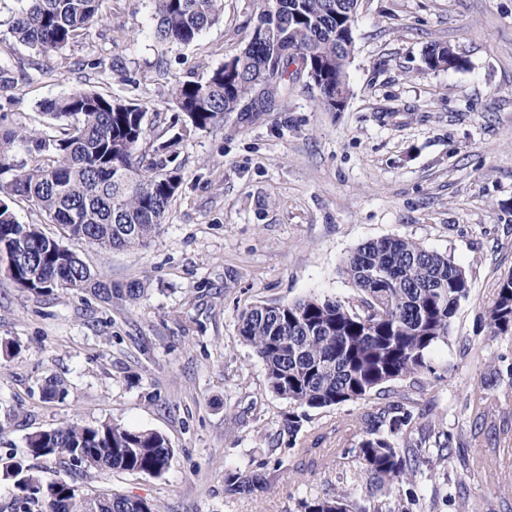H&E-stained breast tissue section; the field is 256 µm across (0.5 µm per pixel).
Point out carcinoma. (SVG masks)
I'll use <instances>...</instances> for the list:
<instances>
[{
    "label": "carcinoma",
    "instance_id": "1",
    "mask_svg": "<svg viewBox=\"0 0 512 512\" xmlns=\"http://www.w3.org/2000/svg\"><path fill=\"white\" fill-rule=\"evenodd\" d=\"M12 36L38 57L65 50L78 33L102 21L99 0H13ZM154 38L186 46L215 24L223 0H153ZM250 38L206 77L179 80L172 99L198 129L213 128L228 112H268L320 64L318 103L339 112L337 85L348 80L359 0H250ZM426 69H457L465 60L447 46L423 54ZM63 132L42 140V158L0 183V256L20 287L36 295L84 291L110 301L136 300L144 289L114 288L78 254L38 225L21 222L14 197L31 201L65 235L102 250L144 247L162 227L180 188L165 160L142 165L147 108L92 88H78L41 104ZM341 272L355 288L349 300L317 295L256 306L240 316V340L262 361L272 393L288 400V447H304L309 411L371 402L384 388L432 371L431 354L448 343L453 318L469 296L466 271L450 256L407 238L361 244ZM490 338L512 333V274L498 285L486 311ZM422 415L400 401L376 403L365 414L352 455L369 480L365 497L346 493L302 498L301 512H412L423 507L417 474L429 465L425 438L415 436ZM30 455L65 460L75 468L163 475L173 450L153 430L100 422L63 423L27 437ZM258 468L225 477L229 490L251 494L267 485ZM14 479L21 512H160L150 498L86 493L65 478L45 482L18 461L3 464Z\"/></svg>",
    "mask_w": 512,
    "mask_h": 512
}]
</instances>
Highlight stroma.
I'll return each mask as SVG.
<instances>
[{"label":"stroma","mask_w":512,"mask_h":512,"mask_svg":"<svg viewBox=\"0 0 512 512\" xmlns=\"http://www.w3.org/2000/svg\"><path fill=\"white\" fill-rule=\"evenodd\" d=\"M249 0H224L220 20L188 47L153 37L151 0H102L103 20L62 53L33 66L8 33L0 0V126L28 144L0 141L14 167L34 163L35 139L58 135L42 101L92 86L147 107L151 141L178 138L168 161L182 185L147 246L103 251L69 241L101 279L137 283L134 301L103 302L66 289L38 296L0 261V455L44 481L153 499L161 512H299L307 496L367 479L343 445L355 443L368 404L315 409L319 442L286 449L290 405L238 334L241 314L309 296L346 299L341 264L360 244L408 238L463 267L470 294L415 407L434 430L462 441L434 476H419L425 512H512V388L493 381L512 363V335L488 340L484 315L512 274V0H362L344 111L325 112L298 87L268 112L226 114L214 128L185 123L175 80L197 79L248 38ZM447 45L460 69L426 70L423 52ZM488 382L495 409L471 437L469 398ZM63 395H44L51 383ZM114 421L154 430L173 456L161 477L68 470L31 456L29 434L63 422ZM267 461L268 488L226 491L227 473Z\"/></svg>","instance_id":"35a3bbf8"}]
</instances>
